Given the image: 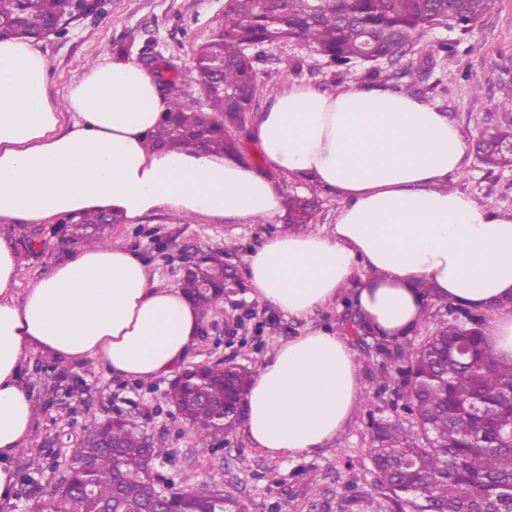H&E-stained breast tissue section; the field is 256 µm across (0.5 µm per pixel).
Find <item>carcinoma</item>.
I'll return each instance as SVG.
<instances>
[{"mask_svg":"<svg viewBox=\"0 0 512 512\" xmlns=\"http://www.w3.org/2000/svg\"><path fill=\"white\" fill-rule=\"evenodd\" d=\"M495 0H228L223 24L195 52V81L202 99L194 109L182 97V79L168 61L146 56L169 98L166 120L154 141L189 151L242 154L243 143L230 130L245 127L255 106V60L277 40H296L314 48L339 68L399 61L414 49L431 58L452 56L446 40L424 43L431 31L465 33ZM104 0H0V31L36 38L44 29L96 14ZM482 161L511 167L512 151L490 141L479 146ZM317 201L294 196L288 223L299 230L314 218ZM72 240L83 246L106 245L108 228L121 219L88 213L67 219ZM228 269L216 256L195 273L184 274L180 288L208 316L224 303ZM448 319L417 342L406 333L372 344L379 358L373 395L392 387L402 407L371 423L368 448L375 486L393 494L395 505L417 512H512V364L500 363L488 348L483 327L487 315L460 303L445 302ZM251 372L226 365L189 366L167 393L182 408L197 444L208 445L240 424ZM87 437L64 461L65 481L94 467L95 501L74 506L63 487L50 493L52 512H93L118 499L136 512L152 489L141 474L146 454H168L147 441L132 421H92ZM182 512H244L233 498L219 503L201 491L175 493Z\"/></svg>","mask_w":512,"mask_h":512,"instance_id":"carcinoma-1","label":"carcinoma"}]
</instances>
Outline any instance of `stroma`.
<instances>
[{
  "label": "stroma",
  "instance_id": "stroma-1",
  "mask_svg": "<svg viewBox=\"0 0 512 512\" xmlns=\"http://www.w3.org/2000/svg\"><path fill=\"white\" fill-rule=\"evenodd\" d=\"M226 0H106V11L73 22L64 38L51 37L36 47L50 63L48 83L52 98H60L85 68L103 56H114L119 44H130V55L141 51L171 60L183 75L184 100L195 105L192 79L195 49L206 41L224 17ZM256 111H263L278 90L292 83L322 92L359 84L406 95L444 112L464 136L465 154L450 189L471 196L479 205L512 213V169L483 164L474 141L480 131L512 127V111L500 105L503 86H512V0H497L493 10L467 33L458 35L451 59H425L411 52L397 65L381 64L379 72L366 67L350 71L330 65L319 53L297 41L265 46L256 62ZM481 95H473L474 85ZM283 197L316 195V217L309 229L331 231L341 202L326 190L313 191L312 183L277 174ZM285 214L226 222L196 216L177 223L158 212L138 224H114L113 242L139 252L149 263L159 286L179 284L185 257L193 250L221 252L225 265L245 275L247 254L268 238L287 232ZM40 239L34 250H21L17 294L49 274L51 262L76 253V246L61 243L49 224L37 226ZM354 312L350 290L333 303L297 318L245 294L225 299L223 307L204 318L190 363L231 361L258 370L274 349L312 330L347 334ZM351 349L360 366L363 402L343 429L315 452L300 456H271L258 448L245 427L223 440L197 445L165 394L170 378L131 381L109 374L93 361H68L29 352L22 382L36 409L28 452L40 457L44 469L29 472L18 460L20 475L15 499L0 504V512H28L44 504L46 494L62 472L55 464L79 446L92 420L123 412L168 454L157 460L164 484L175 491L219 489L239 500L245 512H397L387 491L375 485L368 455L371 413L390 406L392 392L373 397L370 386L374 360L362 346Z\"/></svg>",
  "mask_w": 512,
  "mask_h": 512
}]
</instances>
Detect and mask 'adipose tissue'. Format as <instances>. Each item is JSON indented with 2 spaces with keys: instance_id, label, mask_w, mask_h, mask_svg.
I'll use <instances>...</instances> for the list:
<instances>
[{
  "instance_id": "obj_1",
  "label": "adipose tissue",
  "mask_w": 512,
  "mask_h": 512,
  "mask_svg": "<svg viewBox=\"0 0 512 512\" xmlns=\"http://www.w3.org/2000/svg\"><path fill=\"white\" fill-rule=\"evenodd\" d=\"M50 65L31 43L0 40V224H48L109 212L136 224L183 217H272V171L312 180L341 201L329 233L269 238L246 258L249 297L304 317L332 303L356 268L353 296L382 335L420 323L424 290L488 314L484 332L512 362V214L448 190L464 141L417 99L358 85L321 93L291 84L256 113L249 136L270 174L231 154L153 147L169 102L134 60L100 58L65 93L48 94ZM20 256L0 238V503L12 501L17 457L34 427L20 384L26 354L91 360L112 375L172 374L198 341L201 311L181 288L159 287L121 245L81 247L16 298ZM361 401L347 340L315 330L277 346L246 397V431L274 456L311 453Z\"/></svg>"
}]
</instances>
